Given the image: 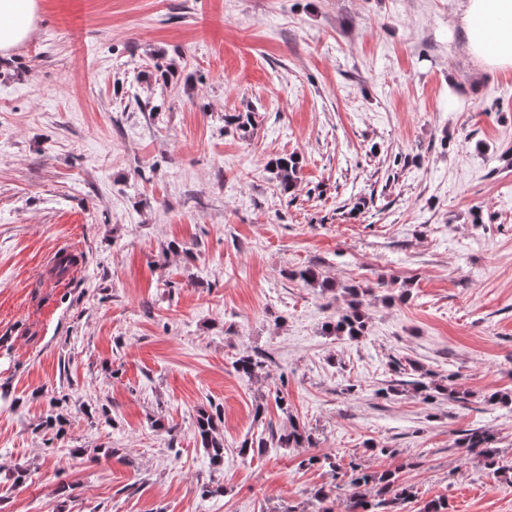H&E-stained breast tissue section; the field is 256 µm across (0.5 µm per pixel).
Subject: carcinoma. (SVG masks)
I'll list each match as a JSON object with an SVG mask.
<instances>
[{"mask_svg": "<svg viewBox=\"0 0 512 512\" xmlns=\"http://www.w3.org/2000/svg\"><path fill=\"white\" fill-rule=\"evenodd\" d=\"M224 121L236 125V128L245 132L254 126V112H239L224 117ZM268 170L281 192H292L299 180V160L294 155H280L268 164ZM300 281L330 291L344 298L346 308L338 311L336 319L327 323L328 333L336 336H347L351 339L363 335L366 316L363 310L364 298L372 294L370 288H358L343 282L323 277L314 265H308L294 272ZM265 358L247 349L239 352L234 361L236 372L248 378H258L266 373ZM418 379L411 382L416 392L425 403H434L439 399L455 401L459 399L458 391L454 387V379L445 377L441 380L425 381L430 376L428 372H418ZM223 413L220 410L208 411L199 409L195 417L194 426L196 436L201 446L205 448L212 463L220 465L224 462V434L221 432ZM271 442L261 440L254 443L244 440L241 443V455L247 456L256 447L267 448H311L314 441L305 427L289 419L286 429L270 432ZM458 446L467 449V452L478 456L482 465L494 475L507 477L512 473V465L504 463L500 451L494 446L493 436L482 429H468L458 439ZM326 465L337 477H346L354 488L350 498L347 512H394L400 503L413 497L411 487L398 481V477L390 471L369 472L360 465L349 464V469H343L342 460L325 456L318 458L309 456L300 462L302 466Z\"/></svg>", "mask_w": 512, "mask_h": 512, "instance_id": "carcinoma-1", "label": "carcinoma"}]
</instances>
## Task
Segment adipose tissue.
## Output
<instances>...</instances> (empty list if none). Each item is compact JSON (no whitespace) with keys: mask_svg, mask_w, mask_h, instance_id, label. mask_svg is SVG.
<instances>
[{"mask_svg":"<svg viewBox=\"0 0 512 512\" xmlns=\"http://www.w3.org/2000/svg\"><path fill=\"white\" fill-rule=\"evenodd\" d=\"M39 9V0H0V56L34 35ZM455 24L481 65L512 68V0H462Z\"/></svg>","mask_w":512,"mask_h":512,"instance_id":"obj_1","label":"adipose tissue"}]
</instances>
